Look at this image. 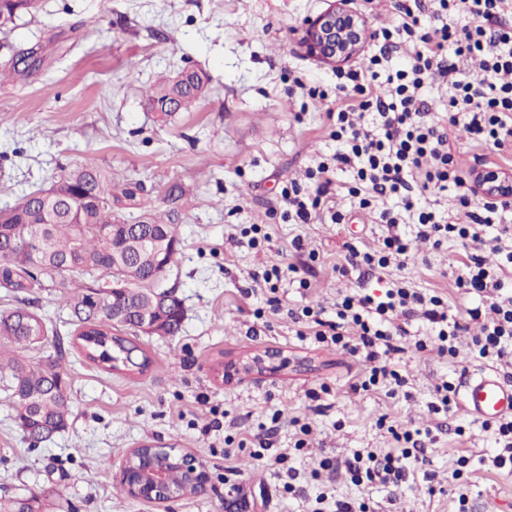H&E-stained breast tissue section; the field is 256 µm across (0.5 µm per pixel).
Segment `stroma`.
Returning <instances> with one entry per match:
<instances>
[{
	"label": "stroma",
	"mask_w": 512,
	"mask_h": 512,
	"mask_svg": "<svg viewBox=\"0 0 512 512\" xmlns=\"http://www.w3.org/2000/svg\"><path fill=\"white\" fill-rule=\"evenodd\" d=\"M329 0H41L38 11L0 33V66L26 52L39 66L0 81V205L31 186H48L60 164L111 169L114 181L139 184L142 203L160 207L173 183L187 191L177 291L185 317L174 336L135 339L151 360L148 370H103L85 360L71 336L69 312L53 296L39 304L61 326L63 362L73 399L69 429L32 445L13 422L0 390V500L41 495L49 512H224V483L257 497L260 512H315L319 492L368 502L370 512H455L448 477L462 457L496 452L494 438L462 407L432 412L437 383L475 367L407 347L400 354L405 393L352 394L350 379L365 358L296 336L289 310L332 307L359 289L381 293L384 281L360 271L333 272L344 244L372 247L385 228L353 214L344 224H289L280 217V192L303 181L307 167L331 156L336 143L326 103L304 104L303 86L334 90L336 70L300 44L307 20ZM200 69L211 92L175 123H157L145 89L164 73ZM257 224L270 240L249 246L240 231ZM319 251L302 290L282 279V312H266V298L249 294L252 272L281 264L294 238ZM405 275L420 288L460 294L449 262L452 247L413 243ZM264 309L256 317L255 309ZM277 352L274 367L225 377L228 366ZM321 390L319 401L306 393ZM219 427H211L212 410ZM277 422L268 457L252 448L224 458V439L256 434ZM309 423L308 446L295 450L297 423ZM411 423L434 432L432 481L416 479L387 493L363 491L345 471L328 476L324 458L384 451L395 442L387 428ZM464 436H457L456 427ZM150 442L203 461L214 475L205 494L158 503L120 495L117 473L133 448ZM298 476L289 479V468ZM298 487L290 494L288 485ZM471 512H512V475L491 468L464 488Z\"/></svg>",
	"instance_id": "1"
}]
</instances>
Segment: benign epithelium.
I'll return each instance as SVG.
<instances>
[{"instance_id": "obj_1", "label": "benign epithelium", "mask_w": 512, "mask_h": 512, "mask_svg": "<svg viewBox=\"0 0 512 512\" xmlns=\"http://www.w3.org/2000/svg\"><path fill=\"white\" fill-rule=\"evenodd\" d=\"M352 0H332L329 7L308 21L301 40L307 53L333 67L351 64L364 51L369 26L364 15L351 7ZM480 196L494 201L512 200V173L482 168L474 173ZM177 465L185 473L186 487L173 488L164 480V469ZM118 480L130 485L133 498L162 503L189 496L192 489H208L212 475L197 457L174 448H156L143 444L131 450L122 465ZM227 512H255V500L240 484L224 487Z\"/></svg>"}]
</instances>
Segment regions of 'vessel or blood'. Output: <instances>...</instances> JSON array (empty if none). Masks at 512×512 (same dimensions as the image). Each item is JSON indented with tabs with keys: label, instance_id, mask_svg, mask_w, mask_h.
Returning <instances> with one entry per match:
<instances>
[{
	"label": "vessel or blood",
	"instance_id": "vessel-or-blood-1",
	"mask_svg": "<svg viewBox=\"0 0 512 512\" xmlns=\"http://www.w3.org/2000/svg\"><path fill=\"white\" fill-rule=\"evenodd\" d=\"M461 406L469 416L483 422L512 417V382L494 371L481 372L466 385Z\"/></svg>",
	"mask_w": 512,
	"mask_h": 512
}]
</instances>
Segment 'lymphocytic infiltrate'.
I'll return each mask as SVG.
<instances>
[{
    "instance_id": "1",
    "label": "lymphocytic infiltrate",
    "mask_w": 512,
    "mask_h": 512,
    "mask_svg": "<svg viewBox=\"0 0 512 512\" xmlns=\"http://www.w3.org/2000/svg\"><path fill=\"white\" fill-rule=\"evenodd\" d=\"M399 22L374 31L376 53L364 70L336 73V94L317 86L306 94L332 100L327 118L338 148L308 167L304 182H291L281 193L282 218L292 224H313L322 216L341 224L346 213L332 206L334 176L350 173L348 194L355 207L373 213L385 233L377 246L347 245L333 266L345 276L364 270L388 276L381 296L352 292L337 301L333 316L324 309L293 313L299 337L311 336L371 361L356 375L351 393L385 392L395 396L406 384L396 354L409 334L410 321L430 325L433 335L414 343L416 351H434L456 360L487 364L512 380V292L504 279L512 273V204L490 203L477 192L450 145L451 139L471 146L475 165L486 164L485 148H494L503 165L512 164V0H398ZM412 44L415 52L402 68H389L392 52ZM441 78L448 93L433 97L427 89ZM456 189L460 220L449 223L438 212L421 207L422 197H438ZM385 198L397 208L382 206ZM442 247L456 239L455 285L464 294H494L490 316L481 307L452 309L442 294L409 287L403 272L411 259V240ZM480 333L467 348L458 338L470 322ZM497 445L490 458L459 459L453 479L491 465L512 474V418L488 426ZM398 446L379 454L354 453L343 462L355 485L396 490L429 465L430 431L401 427Z\"/></svg>"
}]
</instances>
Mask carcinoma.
<instances>
[{
	"label": "carcinoma",
	"mask_w": 512,
	"mask_h": 512,
	"mask_svg": "<svg viewBox=\"0 0 512 512\" xmlns=\"http://www.w3.org/2000/svg\"><path fill=\"white\" fill-rule=\"evenodd\" d=\"M35 9L36 0H0V31L13 29ZM210 91L207 74L184 69L157 78L146 97L158 121L167 124ZM137 191L136 186L115 192L106 169L61 165L49 187L0 206V288L18 302L0 311V382L10 392L13 420L27 438L60 434L73 415L61 355L37 360L23 355L59 336L57 326L38 311L35 294L57 295L82 353L108 370L149 367L146 353L130 339L144 320H161L165 336L180 331L184 308L159 299V267L169 284L180 286L184 190L171 186L163 206L154 210L142 206ZM114 307L126 312L120 322L112 317Z\"/></svg>",
	"instance_id": "obj_1"
}]
</instances>
